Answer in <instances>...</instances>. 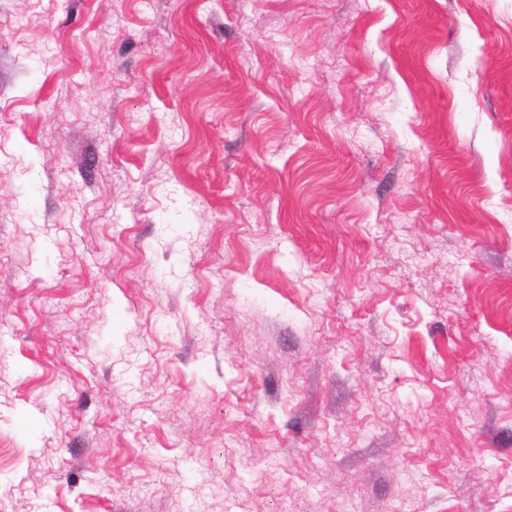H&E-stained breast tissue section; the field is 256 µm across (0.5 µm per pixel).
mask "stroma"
Wrapping results in <instances>:
<instances>
[{
  "mask_svg": "<svg viewBox=\"0 0 512 512\" xmlns=\"http://www.w3.org/2000/svg\"><path fill=\"white\" fill-rule=\"evenodd\" d=\"M0 512H512V0H0Z\"/></svg>",
  "mask_w": 512,
  "mask_h": 512,
  "instance_id": "35a3bbf8",
  "label": "stroma"
}]
</instances>
